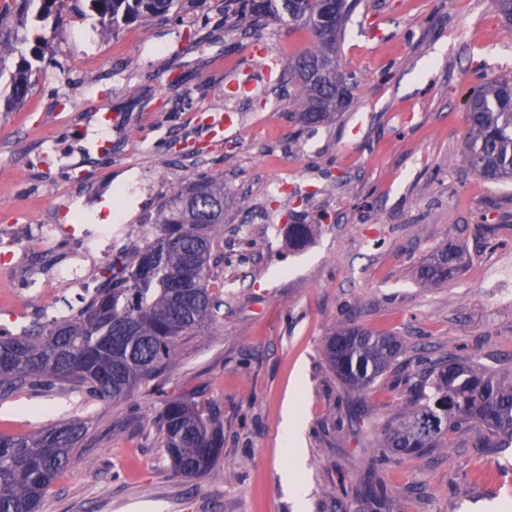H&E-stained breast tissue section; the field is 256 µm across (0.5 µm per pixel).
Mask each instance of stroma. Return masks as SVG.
<instances>
[{"label":"stroma","mask_w":512,"mask_h":512,"mask_svg":"<svg viewBox=\"0 0 512 512\" xmlns=\"http://www.w3.org/2000/svg\"><path fill=\"white\" fill-rule=\"evenodd\" d=\"M224 0L108 40L91 21L37 27L57 62L22 107L0 112V215L46 224L83 198L91 224L146 223L187 181L224 176L214 324L183 338L161 375L118 403L56 386L0 399V431L27 434L75 416L89 432L42 512H355L368 476L403 512H512V447L470 424L421 455L378 448L404 387L347 388L323 346L353 323L394 333L398 372L478 355L512 380V185L480 178L462 156L466 100L512 76V25L491 0H358L339 49L354 104L334 124L301 125L287 86L260 77L262 43L285 61L311 42L270 22L207 35ZM202 45L188 50L187 37ZM248 103L223 141L206 138L232 86ZM70 105L59 108L60 97ZM108 111L120 129L99 119ZM317 225L288 247L290 214ZM469 261L425 287L417 265L446 241ZM183 399L214 417L224 455L197 478L177 474L159 415ZM301 421L291 452L284 413ZM294 472L297 502L282 482Z\"/></svg>","instance_id":"35a3bbf8"}]
</instances>
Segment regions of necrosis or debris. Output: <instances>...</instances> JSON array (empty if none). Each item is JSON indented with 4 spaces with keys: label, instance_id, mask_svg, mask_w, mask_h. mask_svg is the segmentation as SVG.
<instances>
[{
    "label": "necrosis or debris",
    "instance_id": "4bbe7bcc",
    "mask_svg": "<svg viewBox=\"0 0 512 512\" xmlns=\"http://www.w3.org/2000/svg\"><path fill=\"white\" fill-rule=\"evenodd\" d=\"M134 224H32L20 230L15 224H0V271L16 270L28 260L26 273L14 280L12 289L0 291V306L11 305L18 318L29 322L52 319L55 301L46 295L45 286L55 288H91L89 268L107 255L114 243L137 232ZM70 241L72 251L66 265H47L46 258L59 238Z\"/></svg>",
    "mask_w": 512,
    "mask_h": 512
}]
</instances>
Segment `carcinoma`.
<instances>
[{
    "instance_id": "carcinoma-1",
    "label": "carcinoma",
    "mask_w": 512,
    "mask_h": 512,
    "mask_svg": "<svg viewBox=\"0 0 512 512\" xmlns=\"http://www.w3.org/2000/svg\"><path fill=\"white\" fill-rule=\"evenodd\" d=\"M203 0H3L0 5V82L8 106L23 103L34 77L47 74L48 41H30L28 19H95L102 38L133 24L178 17ZM353 0H228L224 17L272 19L313 37L312 47L288 60V96L305 126L330 124L352 104L336 57ZM464 155L479 177L512 183V78L488 82L469 98ZM156 231L128 255L116 257L108 276L77 314L21 334L0 335V397L25 389L68 384L96 400L120 402L157 377L179 341L213 324L220 296L209 288L212 261L224 236V179L205 178L179 188L159 208ZM315 224L288 225V244L305 248ZM464 248L446 242L416 271L425 286L448 283L466 264ZM403 351L389 333L340 326L323 354L338 379L367 391ZM409 401L378 447L398 456L446 448L448 433L477 422L512 444V381L479 361L450 359L421 380L401 377ZM162 442L179 475H203L223 454L224 436L188 402L169 399ZM89 430L81 418L30 435L0 432V512H42L50 489ZM368 512H401L395 493L366 495Z\"/></svg>"
}]
</instances>
